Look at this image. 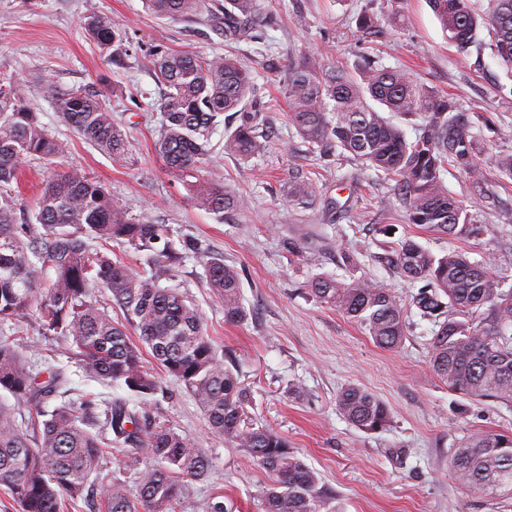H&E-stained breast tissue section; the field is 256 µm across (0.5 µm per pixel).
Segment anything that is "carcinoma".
<instances>
[{
	"mask_svg": "<svg viewBox=\"0 0 512 512\" xmlns=\"http://www.w3.org/2000/svg\"><path fill=\"white\" fill-rule=\"evenodd\" d=\"M448 42L462 53L490 37L493 57L512 68V0H489L478 14L471 0H430ZM155 14L186 19L204 0H146ZM260 0H224L208 9L206 21L224 28V39L261 41ZM88 35L104 50L121 44L120 23L91 13ZM356 29L364 38L382 33L374 14L362 12ZM157 78L168 87L161 102L158 152L169 172L187 176L211 152L220 118L230 112L237 125L224 131V153L246 160L267 149L271 107L256 96L251 70L227 56L197 59L153 49L148 54ZM288 124L321 159L349 153L364 168L394 182L407 223L453 239L479 234L467 206L441 178L452 166L474 167L479 130L488 118L465 109L451 95L429 90L405 70L365 60L352 68H331L314 54L288 66L283 83ZM42 95L62 120L114 159L128 153L119 123L95 83L62 89L46 81ZM422 116L421 133L408 141L402 128L382 116ZM68 142L51 136L30 104L28 86L0 72V323L25 332L36 308L46 336L70 341L72 357L90 376L124 385L147 403L164 392L143 357L148 347L160 369L182 383L203 408L214 432L242 450L273 476L264 512H320L322 491L315 472L298 459L278 431L258 423L247 410L250 394L204 335L197 308L177 288L182 257L167 240L166 225L136 217L112 200L96 178L85 173L52 174L36 202L34 219L18 223L15 193L23 164L31 157L59 158ZM199 208L222 222L224 214L246 209V199L221 184L189 183ZM316 183L308 172L291 169L288 195L306 202ZM125 248L114 251V245ZM209 286L224 305V321L246 317L238 271L199 253ZM390 262L400 275L420 284L413 303L432 325L430 364L454 393L476 400L512 403V289L494 288L488 261L461 252L436 257L406 239ZM112 294L124 322L98 307L90 288ZM312 294L360 323L375 344L399 348L408 329L400 299L385 285L365 278L349 283L328 274L310 282ZM138 333L134 342L127 329ZM67 379L50 364L27 359L15 339L0 338V390L26 403L36 418L25 429L14 408L0 401V490L19 512H67L94 492L90 481L105 453L116 452L135 475V492L118 480L99 489L105 512H176L184 483L205 477L209 460L171 426L128 408L116 398L105 422L91 414L94 403L80 397L52 410L46 404L64 395ZM336 409L357 429L372 433L389 421L386 404L373 393L348 385ZM111 430L114 438L106 437ZM143 457L153 464L139 468ZM451 467L470 491L512 501V435L475 432L454 449Z\"/></svg>",
	"mask_w": 512,
	"mask_h": 512,
	"instance_id": "cac0c4a2",
	"label": "carcinoma"
}]
</instances>
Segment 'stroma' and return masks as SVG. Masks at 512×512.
<instances>
[{
	"label": "stroma",
	"mask_w": 512,
	"mask_h": 512,
	"mask_svg": "<svg viewBox=\"0 0 512 512\" xmlns=\"http://www.w3.org/2000/svg\"><path fill=\"white\" fill-rule=\"evenodd\" d=\"M272 25L264 28L267 48L281 62L305 53L333 65L351 66L365 57L388 67L405 65L426 87L455 94L460 103L480 106L490 117L478 144L475 168H452L443 179L464 200L477 236L458 240L404 223V209L391 184L375 172H361L344 154L315 160L286 122L288 102L278 77L264 72L255 44L228 43L221 29L202 17L171 20L152 13L145 0H0V71L16 74L50 134L69 141L71 151L49 162H25L17 217L26 221L52 172L83 171L97 177L112 198L131 213L165 222L176 249L197 246L222 258L240 274L247 320L229 324L213 295L202 263L185 257L175 280L199 310L203 331L225 360L235 363L252 398L251 412L287 438L295 455L313 469L330 512H512L502 500L463 490L451 476L454 448L471 433L512 432V404L470 400L451 393L430 367L431 326L412 304L417 285L386 261L391 247L411 238L436 256L462 250L493 264L498 290L512 289V180L499 177V156L512 154V74L489 49L458 54L448 43L429 0H262ZM372 10L378 37L363 39L355 18ZM100 12L118 19L125 47L135 53L112 62L91 41L87 16ZM306 26H298V17ZM160 47L200 59L236 57L252 70L261 100L278 99L266 152L243 161L224 154L222 132L211 138L213 153L199 176L242 194L248 207L223 220L198 209L185 179L168 172L157 151L159 107L165 94L142 54ZM63 88L96 83L130 141L122 159L82 140L40 92L43 81ZM303 165L318 185L312 205L290 202L288 170ZM390 234H382V225ZM327 272L349 282L370 278L392 288L407 307L409 324L395 351L374 344L363 326L319 302L313 276ZM21 349L38 347L43 358L63 368L74 393L95 402L127 400L190 438L213 462L207 478L192 481L178 512H203L220 493L232 512H263L272 480L268 472L212 432L196 400L168 375L166 390L143 404L124 386L87 377L70 359L66 341L40 335L36 312L26 317ZM361 386L388 407L390 422L366 433L336 410L347 385Z\"/></svg>",
	"instance_id": "1"
}]
</instances>
